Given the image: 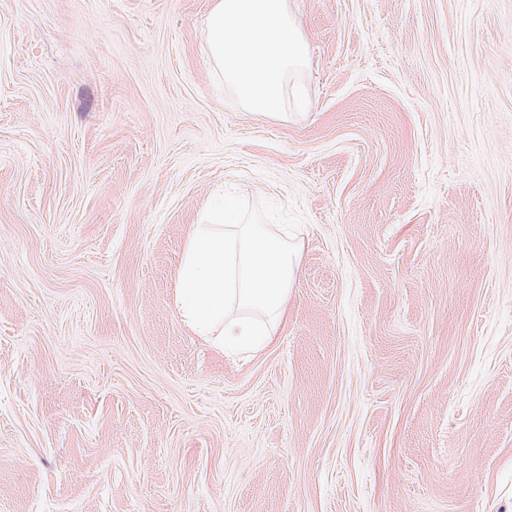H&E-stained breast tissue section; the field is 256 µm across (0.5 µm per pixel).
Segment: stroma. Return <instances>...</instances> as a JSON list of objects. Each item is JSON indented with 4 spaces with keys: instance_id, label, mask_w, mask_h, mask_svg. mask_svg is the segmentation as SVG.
<instances>
[{
    "instance_id": "1",
    "label": "stroma",
    "mask_w": 512,
    "mask_h": 512,
    "mask_svg": "<svg viewBox=\"0 0 512 512\" xmlns=\"http://www.w3.org/2000/svg\"><path fill=\"white\" fill-rule=\"evenodd\" d=\"M212 0H0V512H512V0H288L280 113ZM303 217L257 352L194 335L222 191Z\"/></svg>"
}]
</instances>
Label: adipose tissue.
I'll use <instances>...</instances> for the list:
<instances>
[{
  "mask_svg": "<svg viewBox=\"0 0 512 512\" xmlns=\"http://www.w3.org/2000/svg\"><path fill=\"white\" fill-rule=\"evenodd\" d=\"M205 36L225 82L245 105L281 110L287 76L307 55L288 0H212Z\"/></svg>",
  "mask_w": 512,
  "mask_h": 512,
  "instance_id": "1",
  "label": "adipose tissue"
}]
</instances>
